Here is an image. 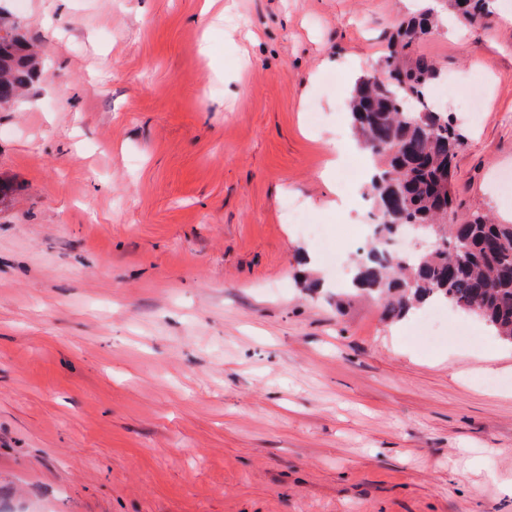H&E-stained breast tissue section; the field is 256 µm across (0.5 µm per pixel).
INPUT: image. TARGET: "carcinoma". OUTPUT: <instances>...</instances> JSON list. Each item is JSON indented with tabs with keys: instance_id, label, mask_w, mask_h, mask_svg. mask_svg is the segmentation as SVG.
I'll return each instance as SVG.
<instances>
[{
	"instance_id": "1",
	"label": "carcinoma",
	"mask_w": 512,
	"mask_h": 512,
	"mask_svg": "<svg viewBox=\"0 0 512 512\" xmlns=\"http://www.w3.org/2000/svg\"><path fill=\"white\" fill-rule=\"evenodd\" d=\"M485 0H448L467 26L482 17ZM438 27L427 8L402 23L388 44L381 73L356 84L354 128L379 163L370 194L375 243L358 262L352 287L380 302L383 316L400 319L416 305L441 303L475 313L512 344V224L489 214L459 222L453 211V176L463 136L452 116L429 98L438 79L435 60L418 46ZM34 46L22 35H0V104L17 99L39 76ZM415 224L434 249L396 255L381 243Z\"/></svg>"
}]
</instances>
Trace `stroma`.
Wrapping results in <instances>:
<instances>
[{
	"mask_svg": "<svg viewBox=\"0 0 512 512\" xmlns=\"http://www.w3.org/2000/svg\"><path fill=\"white\" fill-rule=\"evenodd\" d=\"M423 2L0 0L43 66L0 105V512H512V346L336 305L373 203L322 173ZM485 10L419 51L464 137L456 218L507 221L512 19Z\"/></svg>",
	"mask_w": 512,
	"mask_h": 512,
	"instance_id": "obj_1",
	"label": "stroma"
}]
</instances>
